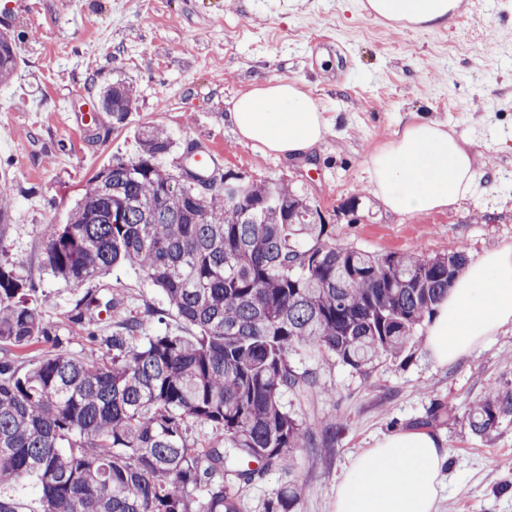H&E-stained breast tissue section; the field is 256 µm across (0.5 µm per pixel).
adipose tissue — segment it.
Returning a JSON list of instances; mask_svg holds the SVG:
<instances>
[{
  "label": "adipose tissue",
  "instance_id": "ef3b65f1",
  "mask_svg": "<svg viewBox=\"0 0 512 512\" xmlns=\"http://www.w3.org/2000/svg\"><path fill=\"white\" fill-rule=\"evenodd\" d=\"M380 19L402 26H447L461 0H367ZM227 119L240 139L281 156L320 145L328 127L317 100L289 80L242 94ZM384 208L414 215L459 204L480 188V155L447 124L419 116L369 157ZM512 325V247L470 261L436 307L425 347L448 364ZM448 451L429 433L399 430L377 441L336 487L333 512H437Z\"/></svg>",
  "mask_w": 512,
  "mask_h": 512
}]
</instances>
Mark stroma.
<instances>
[{
  "mask_svg": "<svg viewBox=\"0 0 512 512\" xmlns=\"http://www.w3.org/2000/svg\"><path fill=\"white\" fill-rule=\"evenodd\" d=\"M367 0H0V29L17 42L13 75L0 84V183L12 189L1 259L51 293L59 324L85 291L108 285L125 297L98 335L145 307L147 335H191L161 289L130 266L76 290L43 264L52 225L67 223L90 180L113 158L134 156L136 135L163 127L175 142L162 163L182 166L186 145L218 150V172L287 182L326 222L327 242L386 253H464L476 259L512 245V0H462L448 27L405 28L374 19ZM296 82L316 99L329 132L311 153L282 157L238 141L225 118L253 87ZM133 89L115 121L99 90ZM70 111H63V103ZM447 123L485 156L488 192L451 209L411 216L373 196L367 161L412 115ZM414 346L364 372L318 346L289 350L318 389L281 402L316 440L294 451L290 472L231 481L241 512H266L288 482L299 512H333L336 485L377 439L425 428L449 450L439 512H512V419L475 436L467 409L487 386L512 389V328L455 362Z\"/></svg>",
  "mask_w": 512,
  "mask_h": 512,
  "instance_id": "1",
  "label": "stroma"
}]
</instances>
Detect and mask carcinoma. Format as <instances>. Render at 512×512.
Returning a JSON list of instances; mask_svg holds the SVG:
<instances>
[{
	"label": "carcinoma",
	"instance_id": "obj_1",
	"mask_svg": "<svg viewBox=\"0 0 512 512\" xmlns=\"http://www.w3.org/2000/svg\"><path fill=\"white\" fill-rule=\"evenodd\" d=\"M15 38L0 32V82L15 68ZM132 89L116 82L102 108L122 121ZM138 153L115 158L92 179L70 222L53 226L45 266L72 287L112 266L140 270L196 328L192 336L144 334L147 307L102 339L106 352L78 358L61 348L56 322L32 299L33 280L0 261V345L53 353L26 365L0 359V512H20L14 489L37 479L40 512H240L227 476L250 482L288 470L301 424L282 393L316 385L288 359L314 343L359 371L399 358L416 327L463 271L461 252L376 254L323 239L326 224L285 182H254L227 171L171 173L172 147L158 126L138 132ZM124 297L110 288L83 295L68 314L86 330L99 308ZM512 417V390L491 388L469 409L479 436ZM211 429L200 448L193 425ZM296 487L267 512H296Z\"/></svg>",
	"mask_w": 512,
	"mask_h": 512
}]
</instances>
